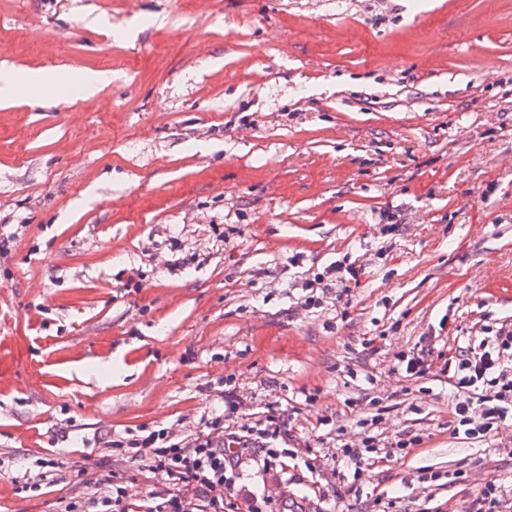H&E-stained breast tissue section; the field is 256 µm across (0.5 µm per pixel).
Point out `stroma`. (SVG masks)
<instances>
[{
  "label": "stroma",
  "mask_w": 512,
  "mask_h": 512,
  "mask_svg": "<svg viewBox=\"0 0 512 512\" xmlns=\"http://www.w3.org/2000/svg\"><path fill=\"white\" fill-rule=\"evenodd\" d=\"M33 70L54 99L0 107V512H60L104 460L162 494L110 441L194 433L225 384L229 431L276 409L298 455L243 450L224 512L512 491V421L454 434L443 361L512 326V0H0V75ZM333 267L357 282L310 288ZM69 82L81 98L87 99L95 96L104 86L111 83L112 74L109 71H76L70 75ZM373 437H368L367 440L362 442V447H346L341 448L340 455L337 454L336 458L337 460L340 458V461H344L347 465L350 463L351 465H354V477L358 476L359 470L361 469V465L365 464L366 461H369V459H373V457L368 456L369 453H376L377 454V448L375 447V443Z\"/></svg>",
  "instance_id": "35a3bbf8"
}]
</instances>
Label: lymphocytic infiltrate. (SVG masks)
Here are the masks:
<instances>
[{"mask_svg":"<svg viewBox=\"0 0 512 512\" xmlns=\"http://www.w3.org/2000/svg\"><path fill=\"white\" fill-rule=\"evenodd\" d=\"M508 350H512V329L502 327L494 336L483 338L477 348L456 349L448 359L454 367L456 429L465 438L484 437L512 416V373L501 364ZM220 399L221 410L205 416L193 438L180 439L161 428L112 441L113 451L166 476L169 489L163 501L151 496L129 498L123 478L109 473L100 479L102 492L72 498L64 512H224V494L233 489L239 475L241 443L256 445L259 460L269 469L281 465L289 452L276 446L287 434V422L280 413L269 411L245 435H228L224 414L237 410L240 397L235 390L225 389Z\"/></svg>","mask_w":512,"mask_h":512,"instance_id":"1","label":"lymphocytic infiltrate"}]
</instances>
